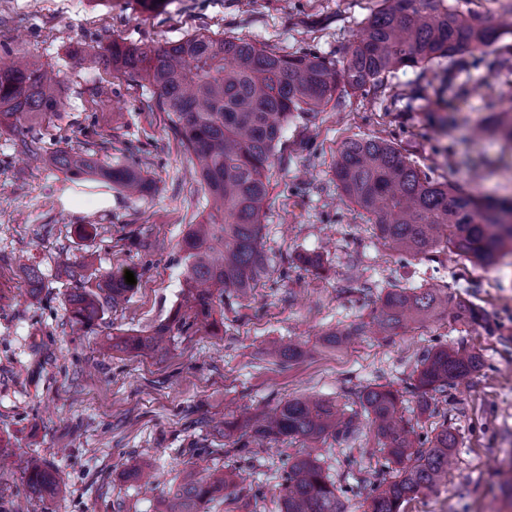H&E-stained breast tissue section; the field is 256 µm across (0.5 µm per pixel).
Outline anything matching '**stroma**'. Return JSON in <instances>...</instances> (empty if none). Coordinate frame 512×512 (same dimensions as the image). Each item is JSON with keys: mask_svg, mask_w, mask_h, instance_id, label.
Instances as JSON below:
<instances>
[{"mask_svg": "<svg viewBox=\"0 0 512 512\" xmlns=\"http://www.w3.org/2000/svg\"><path fill=\"white\" fill-rule=\"evenodd\" d=\"M377 0H170L146 13L135 0H0V44L18 55L41 56L63 81L65 106L41 126L42 153L84 149L103 165L138 145L139 164L156 190L135 199L98 180H73L62 170L24 159L13 135L0 128V444L12 468L0 475V512H158L159 501L184 471L216 468L238 474L237 486L205 512H278L282 476L295 447L257 445V464L241 460L228 421H244L279 402L314 395L357 413L347 439L320 444L336 483L341 512H365L360 473L381 471L369 456L376 437L359 415L358 393L387 384L402 396L401 413L419 433L447 424L457 450L447 479L423 491L405 512H512L504 485L512 479V265L477 267L440 251L398 255L373 234L365 215L343 200L332 175L350 137L393 139L422 170L477 194H512V170L494 167L501 141L474 138L489 97L512 75L469 58L449 99L459 122L446 131L424 112H390L359 95L288 124L270 171L272 190L262 222L271 259L267 276L245 297L224 298V332L175 335L163 353L103 352L109 336L145 332L164 321L181 299L185 260L178 243L200 220L203 194L190 157L166 113L141 111L149 88L103 68L74 70L68 52L96 34L129 43L177 41L209 31L246 38L284 54L311 48L338 60ZM109 81L115 93L100 100ZM136 234L139 248L129 247ZM321 254L329 268L318 278L293 265L300 253ZM90 257L96 269L136 283L126 301L106 311L94 329L73 332L68 298L80 284L66 263ZM43 279L27 294L26 268ZM440 287L482 308L483 325L450 314L380 332L373 322L381 292L392 287ZM358 328L339 345L327 333ZM299 346L285 362L266 347ZM478 355L477 371L441 393L423 413L411 389L422 355L440 344ZM32 455L54 467L62 489L33 497L17 467ZM150 472L153 491L128 479L131 465Z\"/></svg>", "mask_w": 512, "mask_h": 512, "instance_id": "35a3bbf8", "label": "stroma"}]
</instances>
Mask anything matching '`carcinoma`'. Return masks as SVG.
Wrapping results in <instances>:
<instances>
[{
  "label": "carcinoma",
  "mask_w": 512,
  "mask_h": 512,
  "mask_svg": "<svg viewBox=\"0 0 512 512\" xmlns=\"http://www.w3.org/2000/svg\"><path fill=\"white\" fill-rule=\"evenodd\" d=\"M512 35V0L480 15L450 6L447 0H379L361 33L341 60L331 62L313 49L282 54L244 38L194 33L177 42L128 44L110 35L96 45L79 43L68 53L73 68L94 64L153 88L148 110L168 113L181 146L195 158L197 181L206 214L188 225L180 249L186 261L182 303L144 336L108 339L112 351L163 350L165 338L191 328L217 336L224 328V295L246 296L267 274L262 216L270 195V171L283 131L298 114H315L341 98L359 94L387 98V76L400 69L434 66L439 81L434 94L466 92L448 67L464 64L462 55L488 54L503 36ZM64 107L62 82L36 56H16L0 47V126L15 137L17 152L41 157L40 121ZM489 115L476 125L478 135L497 137L512 150V110L486 105ZM126 160L99 166L93 154L61 149L50 161L73 179L95 175L129 197L154 190L136 162L138 147L126 148ZM333 177L346 200L374 220L373 230L399 255L417 257L440 245L482 267L512 254V197L479 196L458 183L440 181L417 168L390 140L352 137L340 146ZM299 263L321 277L329 271L318 256L300 255ZM125 284L107 273L97 290L77 288L70 295L71 321L90 330L105 310L125 297ZM377 325L383 331L426 322L448 310L463 324L480 325L483 311L474 303L448 297L441 288H391L379 298ZM478 355L463 347L440 345L423 355L415 370L413 392L419 406L430 408V394L445 390L477 370ZM359 403L370 419L377 447L361 449L383 455L388 472L366 480L367 512H401L403 503L431 490L448 474V458L457 438L443 422L433 436L422 437L404 421L398 391L367 386ZM237 451L256 460L250 445L281 437L301 439L311 447L288 458L279 512H339L336 484L313 444L329 436L346 439L353 417L319 397L285 400L241 424ZM29 489L38 496L56 494L60 484L45 459L30 456L21 467ZM236 474L215 470L207 476L188 471L176 489L160 501V512H203L209 502L235 487Z\"/></svg>",
  "instance_id": "carcinoma-1"
}]
</instances>
